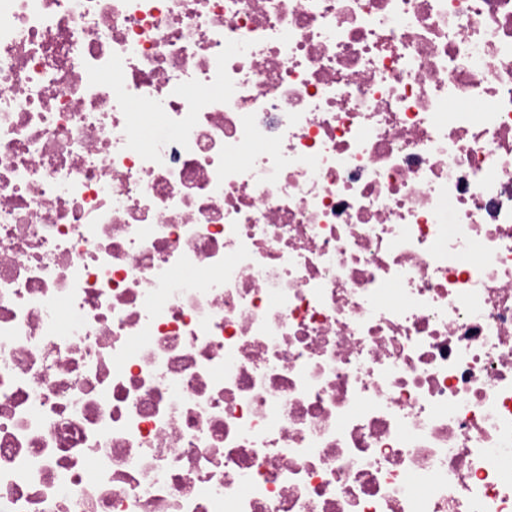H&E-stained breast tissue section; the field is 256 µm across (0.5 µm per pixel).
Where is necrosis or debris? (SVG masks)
<instances>
[{
	"mask_svg": "<svg viewBox=\"0 0 512 512\" xmlns=\"http://www.w3.org/2000/svg\"><path fill=\"white\" fill-rule=\"evenodd\" d=\"M0 512H512V0H0Z\"/></svg>",
	"mask_w": 512,
	"mask_h": 512,
	"instance_id": "necrosis-or-debris-1",
	"label": "necrosis or debris"
}]
</instances>
